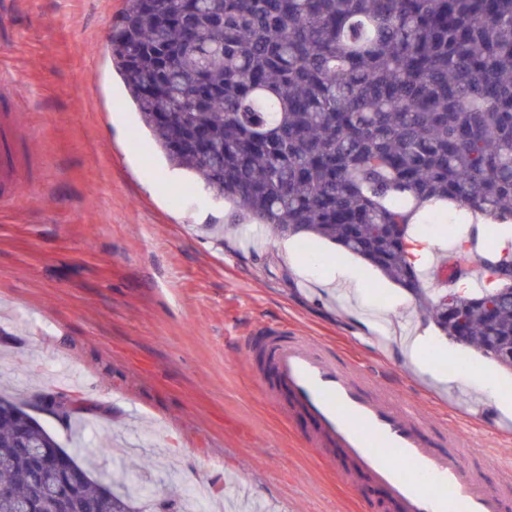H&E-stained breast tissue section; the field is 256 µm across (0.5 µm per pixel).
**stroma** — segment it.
Listing matches in <instances>:
<instances>
[{
	"mask_svg": "<svg viewBox=\"0 0 512 512\" xmlns=\"http://www.w3.org/2000/svg\"><path fill=\"white\" fill-rule=\"evenodd\" d=\"M123 0H0V63L24 87L17 150L36 151L20 198L0 207V390L65 391L89 403L79 437L42 416L95 475L146 488L149 504L211 489L200 512H224L240 490L266 512H393L364 476L340 482L304 443L313 422L285 393L256 386L243 343L260 324L321 336L380 375L429 417L470 437L460 463L512 495V415L477 370L490 361L396 306L386 280L321 282L354 264L333 244L279 237L158 150H134L138 112L102 43ZM429 335L438 371L408 356ZM483 452L492 467L476 465Z\"/></svg>",
	"mask_w": 512,
	"mask_h": 512,
	"instance_id": "35a3bbf8",
	"label": "stroma"
}]
</instances>
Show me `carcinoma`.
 Listing matches in <instances>:
<instances>
[{
  "instance_id": "cac0c4a2",
  "label": "carcinoma",
  "mask_w": 512,
  "mask_h": 512,
  "mask_svg": "<svg viewBox=\"0 0 512 512\" xmlns=\"http://www.w3.org/2000/svg\"><path fill=\"white\" fill-rule=\"evenodd\" d=\"M112 63L154 146L282 237L328 240L412 294L443 335L512 373V305L448 316L404 242L441 207L512 221V0H125ZM485 229L487 262L512 253ZM465 335L461 341L459 335ZM71 405L62 420L83 410ZM0 394V512H145ZM38 448L59 455L41 460ZM76 470L68 493L36 468Z\"/></svg>"
}]
</instances>
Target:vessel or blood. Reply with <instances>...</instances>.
Listing matches in <instances>:
<instances>
[{
    "instance_id": "1",
    "label": "vessel or blood",
    "mask_w": 512,
    "mask_h": 512,
    "mask_svg": "<svg viewBox=\"0 0 512 512\" xmlns=\"http://www.w3.org/2000/svg\"><path fill=\"white\" fill-rule=\"evenodd\" d=\"M23 167L20 153L0 142V202L16 200ZM244 352L265 392L285 391L313 420L307 447L341 450L336 473L342 483L366 475L386 490L397 512H505L507 496L498 485L463 475V441L437 450L444 423L430 424L398 397L375 394L376 380L355 376L351 362L323 341L267 327L249 336Z\"/></svg>"
}]
</instances>
